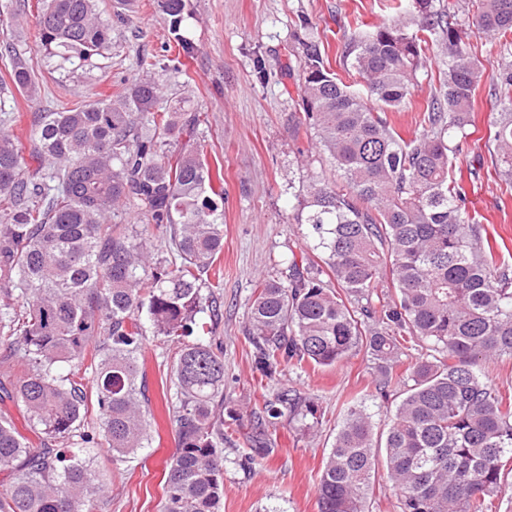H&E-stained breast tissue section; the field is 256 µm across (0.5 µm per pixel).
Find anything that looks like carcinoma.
I'll list each match as a JSON object with an SVG mask.
<instances>
[{"instance_id":"carcinoma-1","label":"carcinoma","mask_w":512,"mask_h":512,"mask_svg":"<svg viewBox=\"0 0 512 512\" xmlns=\"http://www.w3.org/2000/svg\"><path fill=\"white\" fill-rule=\"evenodd\" d=\"M417 29L403 21L350 39L352 67L367 95L330 70L320 46L306 50L296 132L314 137L338 182L299 185L291 217L307 225L324 258L293 257L287 280L255 285L248 322L253 368L272 381L292 365L330 367L363 348L374 362L375 396L395 401L375 435L360 403L347 408L319 478V512H366V490L384 460L400 512H486L512 458V401L482 367L512 357V266L501 263L467 207L453 162L473 123L485 67L454 5L412 0ZM179 52L185 0H157ZM472 24L492 40L512 36V0H472ZM38 38L72 72L93 70L112 51V22L98 0H42ZM448 49L439 94L423 133L406 141L386 112L410 102L429 53ZM14 87L37 98L32 65L8 51ZM490 104L495 173L512 183V61L501 57ZM201 114L163 101L155 80L122 93L35 116L27 143L0 129V363L25 371L0 381L16 400L35 448L0 413V512H96L107 491L88 450L118 463L148 444L140 378L147 314L179 344L170 406L177 448L165 475L162 512H220L224 437L240 416L224 411L220 344L193 338L202 312L200 276L224 247L223 168L195 146ZM38 167L26 172L25 156ZM131 203L169 234L172 258L152 267L145 230L112 221ZM392 287L378 289L385 275ZM336 286H331V282ZM446 355L396 373L412 343ZM69 370L62 372V366ZM92 373L99 427L89 425L83 380ZM314 403L281 390L242 434L248 460L272 452L275 421L316 417Z\"/></svg>"}]
</instances>
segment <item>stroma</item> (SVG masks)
I'll list each match as a JSON object with an SVG mask.
<instances>
[{"instance_id":"obj_1","label":"stroma","mask_w":512,"mask_h":512,"mask_svg":"<svg viewBox=\"0 0 512 512\" xmlns=\"http://www.w3.org/2000/svg\"><path fill=\"white\" fill-rule=\"evenodd\" d=\"M153 2L137 0L136 9L119 22L113 0H99L102 15L113 20L112 54L103 68L67 77L43 56L37 0H8L0 49L9 44L27 53L40 94L30 101L3 91L10 77L0 56V128L26 137L34 113L114 96L132 80L148 77L162 85L166 98L192 99L202 114L197 146L207 157H218L224 172V249L201 276L202 293L214 298L219 316L206 311L196 316L197 323L210 324L211 340L224 348V405L236 409L245 426L252 411L284 388L318 409L312 424L281 419L272 431L274 449L265 458L248 461L238 440L225 442L222 512H319L323 463L348 406L363 402L379 434L386 429L388 405L372 396L374 370L361 348L331 367L288 368L276 380H260L251 361L248 308L259 278L286 275L291 256L315 254L305 225L288 221L302 178H335L329 167L310 160L312 143L291 132V116L302 109L308 42L318 40L332 70L359 85L347 55L353 30L407 19L410 7L404 0H186L182 27L198 50L181 57ZM145 56L155 59L154 70L141 68ZM447 62L444 53L431 55L417 75L410 105L389 113L403 139L421 134L426 105ZM488 90L484 82L476 93L475 128L455 169L467 188L470 213L484 225L499 257L512 263V186L488 161L493 119ZM175 352L174 343L146 334L141 360L149 443L118 464L109 449H91L92 469L108 486L97 512L162 510L163 473L178 447L166 403Z\"/></svg>"}]
</instances>
